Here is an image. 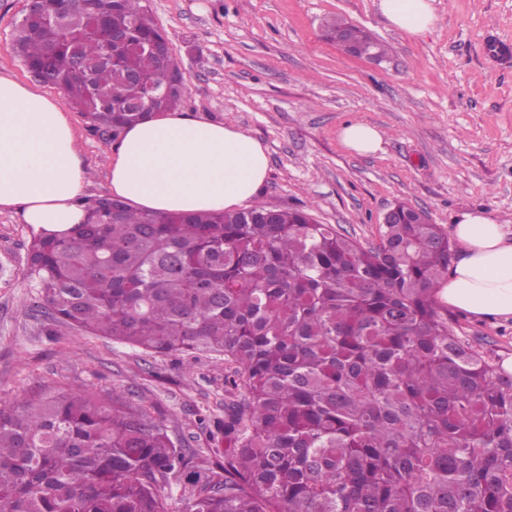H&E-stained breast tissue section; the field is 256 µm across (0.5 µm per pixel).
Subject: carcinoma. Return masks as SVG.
Here are the masks:
<instances>
[{
  "mask_svg": "<svg viewBox=\"0 0 512 512\" xmlns=\"http://www.w3.org/2000/svg\"><path fill=\"white\" fill-rule=\"evenodd\" d=\"M13 51L112 140L142 88L108 33L58 35L39 0ZM135 40L161 36L146 0H96ZM325 38L385 44L341 15ZM158 89L180 69L142 54ZM188 87L150 106L178 109ZM63 235L32 234L38 311L151 356L224 357V453L185 512H512V376L456 336L438 292L448 232L406 203L362 244L311 208L150 214L110 196ZM189 467L163 421L116 392L30 390L0 402V512H167Z\"/></svg>",
  "mask_w": 512,
  "mask_h": 512,
  "instance_id": "obj_1",
  "label": "carcinoma"
}]
</instances>
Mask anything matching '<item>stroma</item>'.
<instances>
[{"instance_id":"35a3bbf8","label":"stroma","mask_w":512,"mask_h":512,"mask_svg":"<svg viewBox=\"0 0 512 512\" xmlns=\"http://www.w3.org/2000/svg\"><path fill=\"white\" fill-rule=\"evenodd\" d=\"M190 78L189 115L233 126L261 143L268 175L257 202L312 206L321 223L361 243L377 241L397 201L452 229L455 216L484 209L512 225V58L494 61L489 42L512 48V0H433L436 26L414 39L385 20L377 0H148ZM27 0H0V76L34 79L12 49ZM342 15L388 47L375 64L342 53L322 33ZM89 171L83 195H107L114 144L71 111ZM377 126L384 151H346L339 129ZM32 233L0 211V400L31 387L85 388L141 396L190 461L213 456L224 437V360L151 357L33 312L27 277ZM453 329L493 367L512 356V319L457 310Z\"/></svg>"}]
</instances>
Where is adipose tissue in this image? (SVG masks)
Here are the masks:
<instances>
[{
    "instance_id": "ef3b65f1",
    "label": "adipose tissue",
    "mask_w": 512,
    "mask_h": 512,
    "mask_svg": "<svg viewBox=\"0 0 512 512\" xmlns=\"http://www.w3.org/2000/svg\"><path fill=\"white\" fill-rule=\"evenodd\" d=\"M381 14L412 38L437 22L433 0H379ZM63 98L0 76V210H17L37 233L83 223L87 170ZM109 190L157 213L221 211L251 202L268 171L263 146L246 133L179 111L129 126L108 157ZM460 251L438 296L486 318L512 317V232L484 211L458 216Z\"/></svg>"
}]
</instances>
